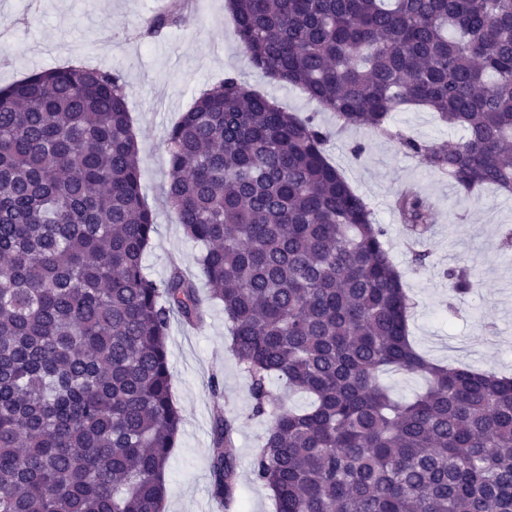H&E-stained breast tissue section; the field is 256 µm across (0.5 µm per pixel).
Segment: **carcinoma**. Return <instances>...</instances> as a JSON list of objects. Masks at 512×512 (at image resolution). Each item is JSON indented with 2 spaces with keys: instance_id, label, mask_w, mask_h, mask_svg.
I'll use <instances>...</instances> for the list:
<instances>
[{
  "instance_id": "1",
  "label": "carcinoma",
  "mask_w": 512,
  "mask_h": 512,
  "mask_svg": "<svg viewBox=\"0 0 512 512\" xmlns=\"http://www.w3.org/2000/svg\"><path fill=\"white\" fill-rule=\"evenodd\" d=\"M251 65L342 128L396 140L466 200L512 196V0H229ZM182 5L141 35L182 23ZM122 75L71 63L0 88V512H165L182 426L170 319L224 304L231 349L270 419L253 475L275 512H512V378L448 368L410 336L386 230L325 155L328 133L237 77L203 91L167 140L165 196L209 286L155 280V233ZM414 104L450 147L388 125ZM404 224L429 230L414 191ZM449 296L476 282L446 272ZM420 375L409 401L379 382ZM273 377L309 394L284 408ZM235 420L215 403L212 494L232 501Z\"/></svg>"
}]
</instances>
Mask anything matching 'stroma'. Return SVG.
<instances>
[{"instance_id":"35a3bbf8","label":"stroma","mask_w":512,"mask_h":512,"mask_svg":"<svg viewBox=\"0 0 512 512\" xmlns=\"http://www.w3.org/2000/svg\"><path fill=\"white\" fill-rule=\"evenodd\" d=\"M39 2L40 20L32 24L29 0H0V27L12 35L6 47L11 63L0 67V87L75 62L121 71L138 143L142 192L156 222L144 258L154 278L167 276L176 266L193 279L201 277L196 259L203 246L186 237L163 198L167 138L202 91L234 75L283 110L316 115L331 129L328 157L370 205L376 223L386 227L390 255L417 302L410 330L418 349L451 367L466 364L512 374V249L500 247L502 237L512 233V196L488 190L478 201L460 200L446 178L407 157L393 139L366 128L337 130L333 113L249 64L234 39L227 0H193L186 22L151 41L136 30L154 15L160 0ZM390 123L417 139L446 146L461 136L422 106L392 112ZM357 143L365 147L358 157L351 152ZM405 190L417 192L432 206V233L419 243L405 238L393 208L394 198ZM418 251L426 252L425 265L415 263ZM459 260L467 261L476 286L452 312L445 272ZM229 344L222 303L207 304L198 327L170 322L172 397L184 421L166 469V512H211L215 504L209 493L215 383L224 410L237 419L239 512H275L268 491L252 473L268 422L253 417L250 381Z\"/></svg>"}]
</instances>
